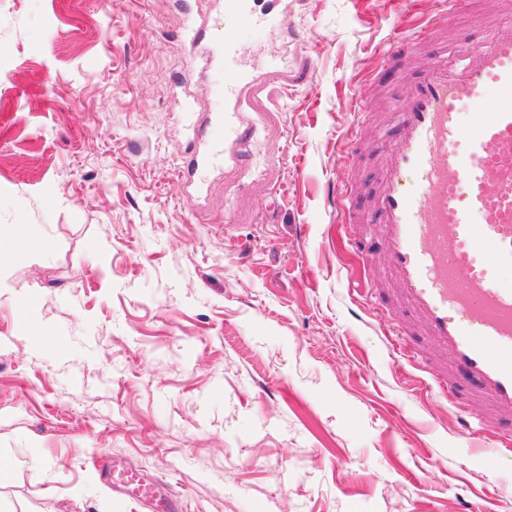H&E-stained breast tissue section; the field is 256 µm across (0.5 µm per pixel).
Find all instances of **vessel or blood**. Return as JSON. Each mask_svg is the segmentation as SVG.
<instances>
[{
    "label": "vessel or blood",
    "mask_w": 512,
    "mask_h": 512,
    "mask_svg": "<svg viewBox=\"0 0 512 512\" xmlns=\"http://www.w3.org/2000/svg\"><path fill=\"white\" fill-rule=\"evenodd\" d=\"M476 0H448L434 26L445 34ZM419 33L393 41L383 66L408 67ZM225 94L243 76L234 49L238 29L217 30ZM494 109H487L488 95ZM371 103L357 118L343 157L361 145L377 152L370 228L380 250L363 245V261H382L395 303L407 311L442 357L434 378L449 400L480 405L462 417L463 434L498 435L512 411V35L483 39L460 58L444 57L419 73L388 125L369 128ZM354 187L338 186L331 205L341 223H358ZM113 485L150 512H182L180 499L139 471L110 469Z\"/></svg>",
    "instance_id": "obj_1"
}]
</instances>
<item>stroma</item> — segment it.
<instances>
[{
  "mask_svg": "<svg viewBox=\"0 0 512 512\" xmlns=\"http://www.w3.org/2000/svg\"><path fill=\"white\" fill-rule=\"evenodd\" d=\"M224 101L218 0H0V230L51 247L0 265V486L10 512H144L102 470L159 479L186 512H512V440L495 469L461 409L399 363L360 292L349 225L327 203L375 158L339 156L393 39L437 0H251ZM277 12L275 27L256 24ZM512 34L478 0L434 55ZM244 113L236 166L192 168L197 126ZM39 304L55 353L22 333ZM46 460L28 464L31 444ZM81 496H74V489Z\"/></svg>",
  "mask_w": 512,
  "mask_h": 512,
  "instance_id": "stroma-1",
  "label": "stroma"
}]
</instances>
